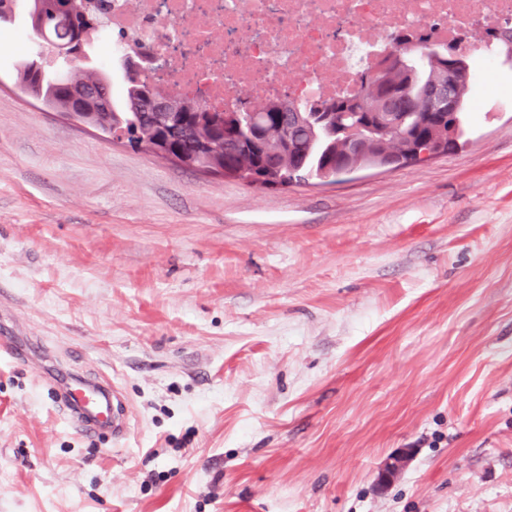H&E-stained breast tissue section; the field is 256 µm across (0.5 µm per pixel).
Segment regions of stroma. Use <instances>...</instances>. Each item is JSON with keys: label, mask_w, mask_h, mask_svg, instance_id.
<instances>
[{"label": "stroma", "mask_w": 512, "mask_h": 512, "mask_svg": "<svg viewBox=\"0 0 512 512\" xmlns=\"http://www.w3.org/2000/svg\"><path fill=\"white\" fill-rule=\"evenodd\" d=\"M36 43L0 23V325L132 420L86 437L0 354V512H512V61L457 152L265 189L74 123ZM62 70V76L52 82L42 72L43 60L40 57L39 49L35 57L25 61L18 69L20 83L34 96L42 98L45 102L62 107H69V93L71 83H77L89 79L91 75L82 70L81 67L72 66L71 61L66 58L58 62ZM91 104L83 103L82 111H74L72 108L61 109L62 114L79 124L98 128V115L93 112L92 101L84 98Z\"/></svg>", "instance_id": "stroma-1"}]
</instances>
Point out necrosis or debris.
I'll list each match as a JSON object with an SVG mask.
<instances>
[{
	"instance_id": "necrosis-or-debris-1",
	"label": "necrosis or debris",
	"mask_w": 512,
	"mask_h": 512,
	"mask_svg": "<svg viewBox=\"0 0 512 512\" xmlns=\"http://www.w3.org/2000/svg\"><path fill=\"white\" fill-rule=\"evenodd\" d=\"M105 2L110 51H157L161 85L218 110L247 91L329 97L351 89L393 32L426 28L445 43L512 22V0Z\"/></svg>"
}]
</instances>
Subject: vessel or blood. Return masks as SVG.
Returning <instances> with one entry per match:
<instances>
[{
    "instance_id": "1",
    "label": "vessel or blood",
    "mask_w": 512,
    "mask_h": 512,
    "mask_svg": "<svg viewBox=\"0 0 512 512\" xmlns=\"http://www.w3.org/2000/svg\"><path fill=\"white\" fill-rule=\"evenodd\" d=\"M52 384L61 409L83 434L106 433L117 439L129 431L126 403L107 378L72 375L54 378Z\"/></svg>"
}]
</instances>
